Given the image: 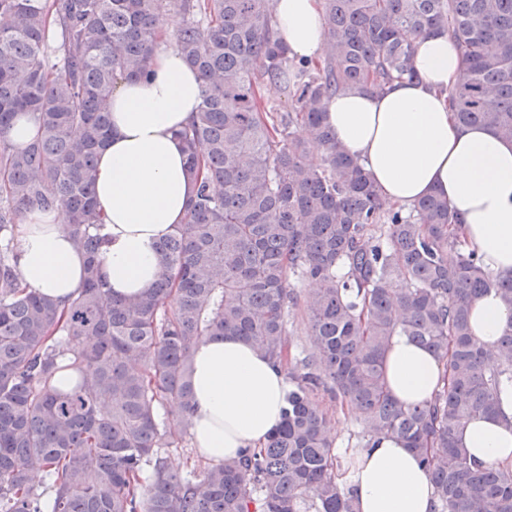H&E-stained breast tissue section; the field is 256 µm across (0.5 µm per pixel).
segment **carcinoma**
<instances>
[{"label":"carcinoma","instance_id":"1","mask_svg":"<svg viewBox=\"0 0 512 512\" xmlns=\"http://www.w3.org/2000/svg\"><path fill=\"white\" fill-rule=\"evenodd\" d=\"M274 7L0 0V512H355L320 392L351 407L363 447L387 434L419 456L432 512H512V464L478 467L460 442L512 383V317L492 359L470 322L489 291L512 309V275L484 269L440 196L407 211L385 203L325 123L336 93L416 77V40L447 33L462 58L448 90L457 121L512 142V0H323L317 62L289 55ZM165 8L180 15L175 45L204 78L181 134L195 190L187 223L156 245V286L117 301L99 275L96 157L112 93L147 75ZM265 81L289 91L288 110L264 102ZM22 113L37 132L16 148L5 133ZM59 204L87 259L62 306L21 285L14 242L23 212ZM296 274L316 284L302 299L288 289ZM299 306L310 347L291 360L288 309ZM227 333L289 366L283 420L263 446L184 477L161 449L190 434L192 346ZM396 334L443 363L431 401L389 393ZM65 367L76 380L59 388Z\"/></svg>","mask_w":512,"mask_h":512}]
</instances>
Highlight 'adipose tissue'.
<instances>
[{"label": "adipose tissue", "instance_id": "ef3b65f1", "mask_svg": "<svg viewBox=\"0 0 512 512\" xmlns=\"http://www.w3.org/2000/svg\"><path fill=\"white\" fill-rule=\"evenodd\" d=\"M276 33L290 55L320 59L325 24L321 0H275ZM163 27L146 79L125 81L110 100L112 135L97 158L95 195L107 244L100 276L113 299L153 288L161 260L156 243L185 223L193 182L180 133L199 106L200 73L181 57ZM417 78L396 79L374 95L346 90L333 96L326 123L368 172L387 203L405 208L439 193L457 217L460 238L485 270L512 275V142L480 125L459 124L447 91L461 70L448 34L418 39ZM20 283L64 302L80 290L85 255L60 226L56 212L30 211L16 231ZM512 310L495 293L471 305L474 339L497 349ZM193 445L213 465L265 443L282 422L288 376L237 336L192 348ZM390 393L406 403L429 401L442 385L443 366L403 335L386 353ZM461 442L475 462H512V386L500 393L498 416L465 423ZM356 512H431L429 475L400 439L375 436L349 468Z\"/></svg>", "mask_w": 512, "mask_h": 512}]
</instances>
